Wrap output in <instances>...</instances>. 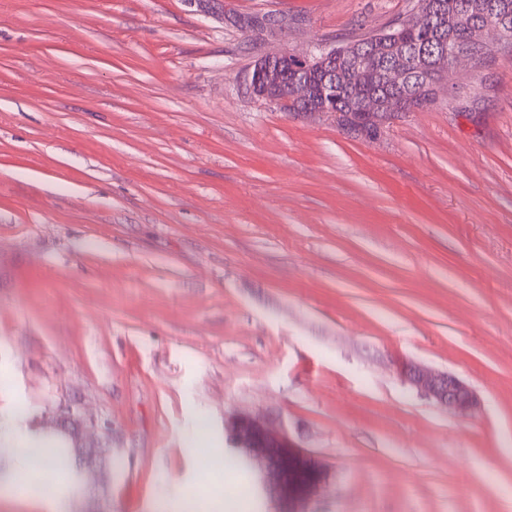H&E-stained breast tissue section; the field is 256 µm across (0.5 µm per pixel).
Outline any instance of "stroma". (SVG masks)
Wrapping results in <instances>:
<instances>
[{
  "label": "stroma",
  "instance_id": "1",
  "mask_svg": "<svg viewBox=\"0 0 512 512\" xmlns=\"http://www.w3.org/2000/svg\"><path fill=\"white\" fill-rule=\"evenodd\" d=\"M414 2L0 0V425L112 426L0 462V512H279L197 454L235 412L325 469L297 512H512V60L372 135L250 90ZM410 385L442 408L467 414L477 405V396L456 377L428 368L411 366L406 372Z\"/></svg>",
  "mask_w": 512,
  "mask_h": 512
}]
</instances>
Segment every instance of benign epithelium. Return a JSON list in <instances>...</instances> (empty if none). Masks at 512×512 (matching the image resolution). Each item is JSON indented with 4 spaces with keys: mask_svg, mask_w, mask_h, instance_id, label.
<instances>
[{
    "mask_svg": "<svg viewBox=\"0 0 512 512\" xmlns=\"http://www.w3.org/2000/svg\"><path fill=\"white\" fill-rule=\"evenodd\" d=\"M404 26L413 30H438L444 32L445 25L438 24L434 11L425 3H419L409 13ZM492 32L498 36L500 45L512 39V26L502 15V5L497 0H488L483 5L481 18L470 21V29L465 43H450L442 38L438 55L420 67L428 73L423 95L419 104L432 97L440 84L447 80L455 64L466 61L478 69L491 62L495 50L485 39ZM395 33H378L369 44V52L377 58L390 56L393 51L391 41ZM358 45L355 43L320 47L309 54H296L290 51H276L260 57L254 65L251 77L253 94L280 110H303L305 112H327L326 100L336 93V83L326 84L315 79L327 65L336 66V58L347 62V71L342 80L362 86L368 83L371 68L358 58ZM383 82L391 88L408 85L412 72L399 64H389L381 72ZM409 105V97L389 95L379 99L367 98L360 105V112H404ZM410 385L417 391L434 400L442 408L457 414H466L477 405V396L456 377L428 368L410 367L406 372ZM224 438L233 454L248 464L258 476L264 488L274 492L281 508L280 512H293L295 499L316 490L324 479L323 469L305 456L303 468L314 472L317 480L307 488H296L288 483V456L294 454L286 438L260 420L247 415L235 414L224 419Z\"/></svg>",
    "mask_w": 512,
    "mask_h": 512,
    "instance_id": "benign-epithelium-1",
    "label": "benign epithelium"
}]
</instances>
